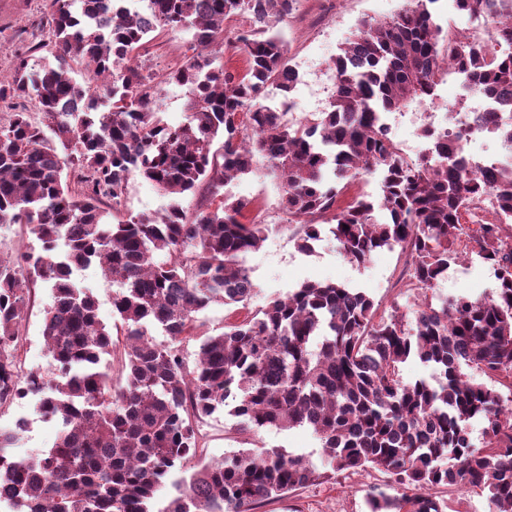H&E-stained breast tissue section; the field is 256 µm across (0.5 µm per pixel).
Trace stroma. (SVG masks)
Here are the masks:
<instances>
[{
  "label": "stroma",
  "mask_w": 512,
  "mask_h": 512,
  "mask_svg": "<svg viewBox=\"0 0 512 512\" xmlns=\"http://www.w3.org/2000/svg\"><path fill=\"white\" fill-rule=\"evenodd\" d=\"M405 0H297L296 9L287 21L277 26L281 39L288 45L289 63L298 73V83L291 94L292 112L296 116H316L325 107L331 91V59L351 38L359 21H383L397 14ZM47 13L46 0H0V72H11L16 57L39 40L49 39L42 21ZM187 36H160L143 52L140 62L145 70L161 74L182 63L187 50ZM421 105L391 115V135L404 146L411 158L425 153L428 144L418 130L424 119ZM225 193L253 200L262 211L268 226L262 246L245 256L256 284L250 310L264 308L275 298L286 296L307 281L334 282L366 293L379 315L393 311L408 312L417 296L405 275L406 260L400 250L380 249L363 263L356 264L340 253L336 239L323 232L311 251L296 246V229L289 226L280 210L281 183L265 172L239 176L224 188ZM163 195L140 175H132L118 218L163 212L170 205ZM498 280L492 265L476 253L450 264L445 275L427 295L434 305L455 297L483 298L494 294ZM53 301L50 288L37 284L27 305L22 327L18 358L22 370L48 374L53 370L43 336L44 311ZM35 396L0 407V428H13L18 418L29 426L17 442L14 453L26 457L53 447L57 425L41 419L36 411ZM236 420L219 411L205 418L200 426L205 437L204 455L219 460L242 448H279L300 456L315 466H322L324 452L320 441L305 427L290 430L266 428L258 433H240ZM392 483L383 474L360 470L311 483L291 491L287 497L265 504L260 512H368L367 495L374 490L391 491Z\"/></svg>",
  "instance_id": "obj_1"
}]
</instances>
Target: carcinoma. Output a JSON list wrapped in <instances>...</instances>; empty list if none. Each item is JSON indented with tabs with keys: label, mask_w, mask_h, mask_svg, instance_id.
<instances>
[{
	"label": "carcinoma",
	"mask_w": 512,
	"mask_h": 512,
	"mask_svg": "<svg viewBox=\"0 0 512 512\" xmlns=\"http://www.w3.org/2000/svg\"><path fill=\"white\" fill-rule=\"evenodd\" d=\"M49 0L48 45L30 47L0 80V101L30 100L0 124V224H24L40 244L16 264L0 259V407L28 395L59 426L52 448L11 452L27 427L0 430V504L8 512H257L262 503L342 471L375 469L396 493L368 499L370 512H444L432 490L476 487L493 512H512V409L463 372L512 374V165L482 174L431 124V147L407 161L387 114L433 102L448 65L502 111L475 118L512 149V0H453L462 17L487 20L484 36L458 38L430 5L406 0L385 21L364 20L333 62L334 91L323 112L286 119L265 103L270 87L294 90L288 45L273 32L296 0ZM257 31L228 37L238 15ZM188 33L184 61L164 82L188 91L185 122L170 126L153 108L155 75L136 63L161 34ZM230 45L241 73L215 65ZM49 48L56 64L35 53ZM87 66L79 81L72 63ZM221 148L212 149L216 139ZM282 181L281 210L299 226L298 248L321 237L318 219L349 261L378 249L407 252L410 284L427 291L462 253V237L497 271L495 295L407 314L377 315L372 299L335 283L308 282L264 309L227 321L205 337L194 364L182 344L196 314L220 302L246 309L256 285L245 254L266 225L242 222L254 202L221 193L260 168ZM382 173V194L338 198L364 172ZM139 174L172 198L159 215L108 216ZM207 185L210 198L188 215L179 198ZM489 199L495 221L471 228L466 202ZM90 265L117 286V331L98 318V299L74 273ZM48 283L53 302L42 336L55 364L47 376L18 372L30 285ZM168 340L158 342L150 329ZM415 356L440 371L433 386L406 383ZM231 407L237 429L307 427L319 438L325 471L278 448L203 458L200 423ZM481 418L476 447L467 423ZM198 459L200 468L188 472ZM448 464H443V461ZM185 473L178 495L154 509L168 474Z\"/></svg>",
	"instance_id": "obj_1"
}]
</instances>
